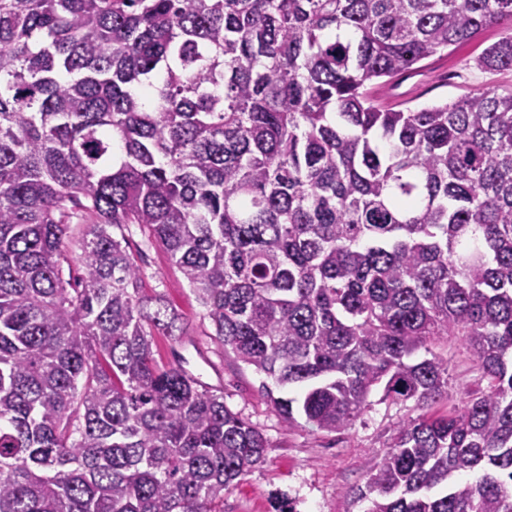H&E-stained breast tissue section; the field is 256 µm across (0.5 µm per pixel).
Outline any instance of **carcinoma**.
I'll return each mask as SVG.
<instances>
[{"label":"carcinoma","mask_w":512,"mask_h":512,"mask_svg":"<svg viewBox=\"0 0 512 512\" xmlns=\"http://www.w3.org/2000/svg\"><path fill=\"white\" fill-rule=\"evenodd\" d=\"M501 25L486 71L512 0H0V512H217L265 459L157 362L178 317L128 224L290 424L345 431L378 388L428 408L466 337L478 390L402 423L344 512H512V90L371 96Z\"/></svg>","instance_id":"cac0c4a2"}]
</instances>
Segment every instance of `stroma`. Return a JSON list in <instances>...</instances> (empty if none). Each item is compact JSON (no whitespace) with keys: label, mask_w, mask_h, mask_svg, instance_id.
Wrapping results in <instances>:
<instances>
[{"label":"stroma","mask_w":512,"mask_h":512,"mask_svg":"<svg viewBox=\"0 0 512 512\" xmlns=\"http://www.w3.org/2000/svg\"><path fill=\"white\" fill-rule=\"evenodd\" d=\"M499 36V30H487L461 47L422 61L418 73L386 81L375 91L379 103L416 109L490 88L512 89V70L489 72L476 65L482 50ZM125 235L141 271L144 295L164 298L179 315L175 335L155 337L158 363H182L221 388L225 404L257 427L269 443L265 462L225 489L224 512H275L279 497L289 499L296 512H343L346 494L364 485L399 425L422 415V408L412 400H381L375 392L370 408L351 429L326 433L302 422L288 425L265 391L270 378L215 341L209 318L164 248L139 225H129ZM438 351L448 360V395L431 410L445 414L476 390L477 363L460 336L449 337Z\"/></svg>","instance_id":"1"}]
</instances>
